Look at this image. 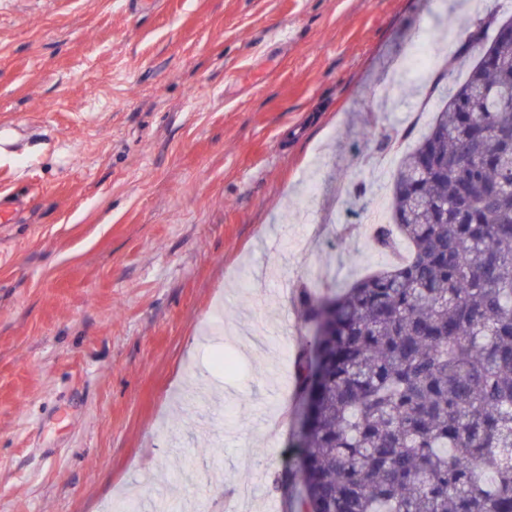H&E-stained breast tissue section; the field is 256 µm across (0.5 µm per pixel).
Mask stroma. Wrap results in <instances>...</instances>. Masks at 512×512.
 I'll list each match as a JSON object with an SVG mask.
<instances>
[{
  "label": "stroma",
  "mask_w": 512,
  "mask_h": 512,
  "mask_svg": "<svg viewBox=\"0 0 512 512\" xmlns=\"http://www.w3.org/2000/svg\"><path fill=\"white\" fill-rule=\"evenodd\" d=\"M501 7L0 0V512H288L297 287L384 264L364 134L434 109L386 64Z\"/></svg>",
  "instance_id": "35a3bbf8"
}]
</instances>
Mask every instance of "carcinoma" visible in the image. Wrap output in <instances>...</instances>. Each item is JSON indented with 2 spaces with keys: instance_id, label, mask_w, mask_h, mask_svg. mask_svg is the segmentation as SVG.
<instances>
[{
  "instance_id": "cac0c4a2",
  "label": "carcinoma",
  "mask_w": 512,
  "mask_h": 512,
  "mask_svg": "<svg viewBox=\"0 0 512 512\" xmlns=\"http://www.w3.org/2000/svg\"><path fill=\"white\" fill-rule=\"evenodd\" d=\"M463 23L436 109L399 157L391 261L298 289L293 512H512V37Z\"/></svg>"
}]
</instances>
